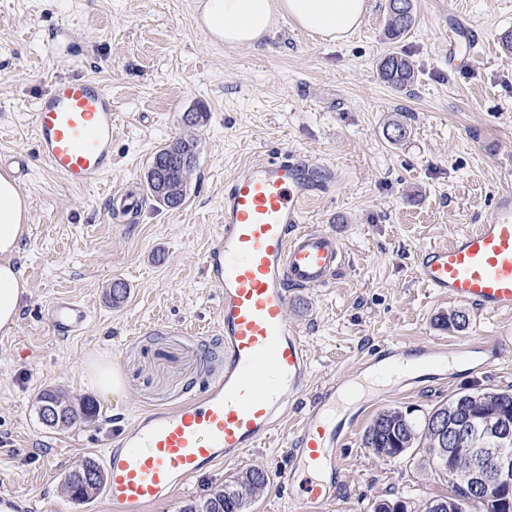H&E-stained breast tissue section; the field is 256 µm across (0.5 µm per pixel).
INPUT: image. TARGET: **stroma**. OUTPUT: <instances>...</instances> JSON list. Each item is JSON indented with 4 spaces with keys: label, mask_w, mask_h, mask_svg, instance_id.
Returning <instances> with one entry per match:
<instances>
[{
    "label": "stroma",
    "mask_w": 512,
    "mask_h": 512,
    "mask_svg": "<svg viewBox=\"0 0 512 512\" xmlns=\"http://www.w3.org/2000/svg\"><path fill=\"white\" fill-rule=\"evenodd\" d=\"M200 2L0 0V156L27 158L19 186L30 202L19 260L28 292L13 328L0 332V491L43 512H93V502L69 496L66 474L100 458L113 429L182 404L223 371L220 291L202 256L224 222L226 182L254 157L288 148L339 173L330 192L305 203L304 216L341 239L344 269L288 306L313 387L396 341L478 339L493 353L484 372L455 371L410 392L390 384L348 406L361 419L344 449L346 483L319 512H372L383 499L417 512L448 494L447 477L421 447L378 457L364 445V428L388 408L419 422L459 393L512 389V314L473 315L465 330H444L436 318L455 304L426 288L412 263L418 250L482 223L493 196L512 191V51L503 45L512 0H415L416 23L396 42L386 0H368L362 26L345 40L324 42L282 20L255 47L211 42L197 24ZM461 25L470 41L450 50L448 33ZM391 52L411 62V87L380 78L377 64ZM73 73L103 82L117 110L112 170L80 188L40 163L31 128L42 90ZM187 112L205 118L193 130L199 154L185 203L167 209L148 197L140 211L110 217L113 190L144 183L152 155L183 133ZM394 120L406 135L393 143L386 127ZM116 282L127 288L117 305L108 296ZM57 297L87 310L80 331L51 329L45 305ZM94 357L117 367L120 394L90 386ZM46 389L93 401L95 415L45 427L37 397ZM296 422L289 412L245 464L216 468L152 512H182L247 468L273 472L287 460L285 434Z\"/></svg>",
    "instance_id": "1"
}]
</instances>
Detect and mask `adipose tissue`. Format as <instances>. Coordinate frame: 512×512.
Wrapping results in <instances>:
<instances>
[{"label": "adipose tissue", "instance_id": "adipose-tissue-1", "mask_svg": "<svg viewBox=\"0 0 512 512\" xmlns=\"http://www.w3.org/2000/svg\"><path fill=\"white\" fill-rule=\"evenodd\" d=\"M367 0H201L198 22L211 40L254 46L285 17L311 34L341 40L358 29ZM28 204L15 181L0 175V330L16 323L28 286L18 264Z\"/></svg>", "mask_w": 512, "mask_h": 512}]
</instances>
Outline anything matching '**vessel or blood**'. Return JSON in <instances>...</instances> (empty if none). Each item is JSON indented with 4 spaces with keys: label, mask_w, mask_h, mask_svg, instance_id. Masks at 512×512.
Listing matches in <instances>:
<instances>
[{
    "label": "vessel or blood",
    "mask_w": 512,
    "mask_h": 512,
    "mask_svg": "<svg viewBox=\"0 0 512 512\" xmlns=\"http://www.w3.org/2000/svg\"><path fill=\"white\" fill-rule=\"evenodd\" d=\"M112 95L98 81L59 77L36 100L32 134L38 158L74 187L112 170ZM336 182L327 161L282 149L241 167L224 187V222L202 266L223 288L224 370L199 395L178 407L140 415L119 429L102 459L107 478L100 499L112 512H146L172 501L194 479L228 461H244L297 406L301 418L287 437L288 460L274 481L300 512H319L346 478L342 452L358 423L340 419L336 404L352 384L341 375L308 396L310 365L302 331L288 320L298 292L329 287L343 269L338 237L307 225L302 205ZM420 281L438 297L477 315L512 313V193L492 199L484 223L458 233L448 245L413 256ZM47 320L60 333L84 325L87 312L53 299ZM478 341L448 345H385L358 365L359 372L393 375L404 391L423 372L448 374L449 359L487 369Z\"/></svg>",
    "instance_id": "b4317fda"
}]
</instances>
